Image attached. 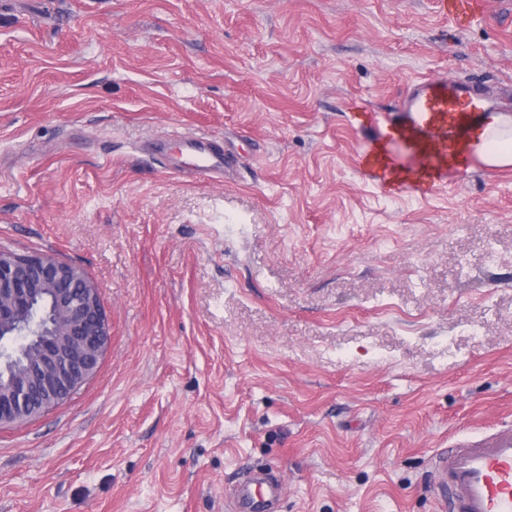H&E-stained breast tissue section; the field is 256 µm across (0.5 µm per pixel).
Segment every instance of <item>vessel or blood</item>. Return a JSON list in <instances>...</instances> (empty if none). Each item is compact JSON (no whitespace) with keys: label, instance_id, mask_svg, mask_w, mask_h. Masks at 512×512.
Returning <instances> with one entry per match:
<instances>
[{"label":"vessel or blood","instance_id":"vessel-or-blood-1","mask_svg":"<svg viewBox=\"0 0 512 512\" xmlns=\"http://www.w3.org/2000/svg\"><path fill=\"white\" fill-rule=\"evenodd\" d=\"M411 127L435 140L463 125L480 112L472 84L426 78L413 82L402 106ZM185 147L201 174L224 167V151L203 133L184 136ZM433 477L448 502V512H512V430L489 434L455 450L436 453ZM238 512H275L283 485L280 480L254 473L236 490Z\"/></svg>","mask_w":512,"mask_h":512}]
</instances>
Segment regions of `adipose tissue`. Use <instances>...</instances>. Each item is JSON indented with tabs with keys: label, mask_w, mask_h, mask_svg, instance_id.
<instances>
[{
	"label": "adipose tissue",
	"mask_w": 512,
	"mask_h": 512,
	"mask_svg": "<svg viewBox=\"0 0 512 512\" xmlns=\"http://www.w3.org/2000/svg\"><path fill=\"white\" fill-rule=\"evenodd\" d=\"M471 136L455 141L447 152L449 165L463 166L469 156H477L488 167L512 166V114L479 113L471 125Z\"/></svg>",
	"instance_id": "obj_1"
}]
</instances>
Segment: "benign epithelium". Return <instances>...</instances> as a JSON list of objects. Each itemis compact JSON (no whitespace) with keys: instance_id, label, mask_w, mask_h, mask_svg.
Here are the masks:
<instances>
[{"instance_id":"obj_1","label":"benign epithelium","mask_w":512,"mask_h":512,"mask_svg":"<svg viewBox=\"0 0 512 512\" xmlns=\"http://www.w3.org/2000/svg\"><path fill=\"white\" fill-rule=\"evenodd\" d=\"M49 336L27 368L0 384V428L33 421L97 372L110 340L100 289L77 268L0 248V362Z\"/></svg>"}]
</instances>
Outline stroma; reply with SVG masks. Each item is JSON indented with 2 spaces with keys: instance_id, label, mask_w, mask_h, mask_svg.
Segmentation results:
<instances>
[{
  "instance_id": "obj_1",
  "label": "stroma",
  "mask_w": 512,
  "mask_h": 512,
  "mask_svg": "<svg viewBox=\"0 0 512 512\" xmlns=\"http://www.w3.org/2000/svg\"><path fill=\"white\" fill-rule=\"evenodd\" d=\"M443 2L0 0V248L82 270L111 332L0 429V512H227L257 465L280 512H442L433 455L512 429V167L367 158L434 166L394 133L420 77L512 113V0ZM181 141L195 156V167L199 173L208 175L224 169V150L210 136L194 133L183 136Z\"/></svg>"
}]
</instances>
